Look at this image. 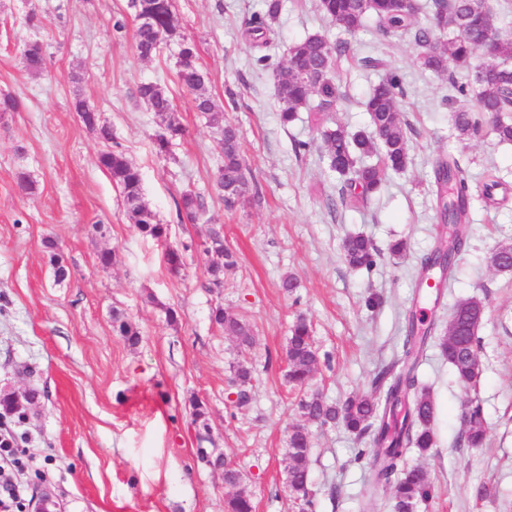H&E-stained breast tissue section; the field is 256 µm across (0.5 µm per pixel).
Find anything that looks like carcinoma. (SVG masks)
I'll return each instance as SVG.
<instances>
[{
  "label": "carcinoma",
  "instance_id": "obj_1",
  "mask_svg": "<svg viewBox=\"0 0 512 512\" xmlns=\"http://www.w3.org/2000/svg\"><path fill=\"white\" fill-rule=\"evenodd\" d=\"M132 7L137 21L134 38L139 57L148 59L157 53L158 43L178 38L177 83L194 95V109L203 114L220 135L223 164L218 170L216 185L225 206L232 208L259 194L258 184L240 154L236 127L224 123L213 100L206 94L209 76L199 61L196 44L177 31L173 0H132ZM318 8L328 20L343 21L341 28L348 33L364 28L370 18L375 32L384 40L411 37L420 49L417 61L423 70L437 76L448 75L454 93L474 98V110L454 112L457 136H468L478 130L480 121L475 117L478 112L490 124L499 142L512 143V121L505 118V114L512 112V65H508L512 62V38L496 32L494 0H431L426 7L418 4L411 8L402 6L399 0H319ZM281 10L282 0H266L264 12L253 15L247 22L246 36L267 46L271 24L278 19ZM343 52L342 44L314 33L289 44L286 61L279 62L265 53L254 57V64L275 74L283 124L294 122L302 111L317 114L315 122L328 167L344 182L340 203L354 208L381 193L389 174L406 170L410 123L398 106L405 95L403 78L390 69L371 88L364 101L369 116L366 128L350 131L340 124L324 122L320 113L336 111L344 98L332 76L337 58ZM23 57L31 72H41L45 64L42 41L32 38L25 42ZM138 93L147 108L165 123L164 131L156 138L158 151L165 153L171 140L185 133L175 116L173 101L162 87L152 83L140 85ZM314 98L318 103L312 108L310 103ZM75 112L84 124L96 128L103 141H112V129L102 123L98 113L85 102L76 101ZM99 164L121 189L127 212L138 230L158 242L166 240L168 227L157 221L156 214L145 203L138 168L123 152L115 149L102 152ZM433 175L437 217L448 225V238L453 248L446 262L440 260L437 250H432L421 260L418 276L426 280L432 267L438 264L440 279L445 281L453 277L457 257L466 246V221L472 193L467 178L451 155L435 160ZM179 213L192 224L209 222L202 205L191 194L182 196ZM201 246L206 253L217 257L209 266V276L211 287L219 288L223 284L224 269L234 265L233 254L224 245V233L217 227L210 228ZM46 248L56 280H64L67 271L54 251V243L46 242ZM341 251L344 261L354 269L369 271L381 257L373 242L362 234L347 235ZM489 262L500 271H511L512 243L499 245ZM480 307L481 302L474 299L459 301L448 322V335L439 343L455 383L464 387L476 386L482 377L477 338L483 321L479 316ZM213 320L240 345H252L253 326L245 317L218 308L213 312ZM406 322L401 354L375 375L372 395L350 397L340 405L318 393L305 395L298 401L299 412L306 423L339 424L362 440L365 448L358 451L357 458H367L372 485L390 492L394 512H415L417 504L428 501L432 494L427 473L419 466L408 465L407 458L412 451L424 454L435 445V405L418 375L424 352L433 339V325L413 311L409 312ZM285 358L288 383L295 389H303L314 376L319 362L312 342V326L307 319L299 317L291 326ZM233 371V381L238 387L236 407L242 408L250 400L251 369L238 364ZM190 405L194 422L202 429L199 441L209 440L204 403L194 398ZM0 416L6 421L20 422L26 418V413L14 406L9 397L1 395ZM461 425L460 443L469 448L484 445L485 418L479 402H467ZM309 448L308 429L293 427L287 439L286 484L310 510L314 503L307 491ZM253 509L252 499L242 491L224 500V512H253Z\"/></svg>",
  "mask_w": 512,
  "mask_h": 512
}]
</instances>
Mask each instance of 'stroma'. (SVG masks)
I'll list each match as a JSON object with an SVG mask.
<instances>
[{
  "instance_id": "stroma-1",
  "label": "stroma",
  "mask_w": 512,
  "mask_h": 512,
  "mask_svg": "<svg viewBox=\"0 0 512 512\" xmlns=\"http://www.w3.org/2000/svg\"><path fill=\"white\" fill-rule=\"evenodd\" d=\"M175 5L177 29L196 43L207 90L238 128L241 154L260 187L258 197L231 210L216 187L217 135L176 82V46L139 58L130 0H0V93L22 102L20 111L0 117V387L40 393L28 419L14 427L28 437L27 466L17 475L22 512H31L46 489L66 512H224V473L197 454L195 397L206 406L212 447L241 470L255 512H301L284 482L287 435L302 421L299 396L285 380L293 321L303 316L314 327L320 362L312 389L338 402L369 394L379 368L401 350L407 311H421L440 336L455 303L471 297L485 307L477 388L453 382L438 344L426 349L419 368L436 406V445L408 458L433 485L416 512H512V271L488 261L501 242L512 241V144L484 132L457 138L452 115L472 102L451 99L446 78L417 66L412 39L387 45L369 26L348 34L320 14L318 0H284L268 54L283 58L288 44L316 32L349 47L334 73L344 98L332 120L352 130L367 125L363 102L379 73L363 58L382 59L404 78L399 107L411 124L408 168L389 175L381 194L342 207V182L314 142L309 114L282 124L274 75L253 63L258 51L244 25L263 0ZM33 9L44 17L40 74L21 54ZM116 17L126 22L123 33L112 29ZM150 82L167 90L185 128L166 155L154 145L162 120L138 96ZM78 98L111 127L113 143L139 169L145 202L169 227L166 242L143 236L129 219L120 188L98 164L113 143L85 127L73 109ZM308 140L312 148L296 153L295 142ZM448 154L475 198L458 274L435 290L421 285L417 269L437 242L433 164ZM491 169L502 184L488 203L480 193ZM22 171L34 183L32 194L17 187ZM187 193L223 227L234 254L222 287L209 285L213 257L201 247L207 225L178 214ZM351 233L379 249L372 270L345 263L341 242ZM399 239L407 248L395 257L388 247ZM49 240L68 269L60 283ZM169 247L183 256L179 271L166 264ZM105 250L114 260L104 270L98 256ZM289 273L299 283L292 293L281 287ZM373 295L381 304L370 309ZM219 307L253 322L251 346L215 324ZM170 309L176 322L167 320ZM116 313L139 332L137 346L114 331ZM237 362L254 371L242 410L229 399ZM471 398L480 400L488 425L483 448L459 443L460 405ZM310 433L308 489L316 512H393L391 496L373 490L367 462L356 458V435L338 425H314ZM480 485L491 490L481 500L474 496Z\"/></svg>"
}]
</instances>
